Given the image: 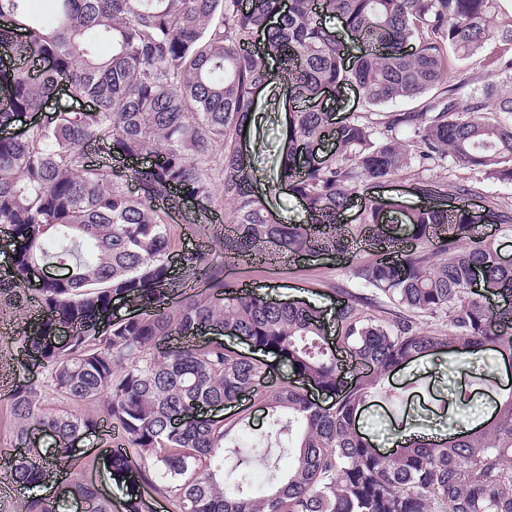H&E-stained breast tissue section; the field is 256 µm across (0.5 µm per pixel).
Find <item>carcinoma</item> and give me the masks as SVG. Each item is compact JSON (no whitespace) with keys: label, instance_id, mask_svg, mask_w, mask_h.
I'll use <instances>...</instances> for the list:
<instances>
[{"label":"carcinoma","instance_id":"obj_1","mask_svg":"<svg viewBox=\"0 0 512 512\" xmlns=\"http://www.w3.org/2000/svg\"><path fill=\"white\" fill-rule=\"evenodd\" d=\"M52 2L46 21L27 0H0V128L40 116L0 137V231L14 246L0 301L22 305L38 282V314L19 343L22 366L48 382L10 395L13 447L42 428L52 458L72 467L73 442L98 428L80 409L98 402L123 441L112 473L175 512H512V390L477 426L432 440L415 424L389 454L356 428L368 397L405 364L449 352L512 358V302H487L512 296V264L475 232L467 208L407 210L387 197L366 203L356 226L341 221L354 194L411 167L447 161L512 184L504 0ZM475 65L500 81L464 100L451 73ZM274 79L290 122L261 191L239 136L256 120L252 90ZM350 87L362 112L338 124L324 96ZM401 101L415 106L383 110ZM103 150L149 161L110 174L96 162ZM283 190L301 202L304 223L276 213ZM186 200L201 214L220 201L227 226L208 231L207 250L175 254ZM483 212L490 224L512 223V211ZM357 243L380 257L358 261ZM308 254L347 256L371 292L337 303L334 340L323 310L246 293L226 274L231 261ZM50 265L68 277L37 276ZM367 301L390 316L364 315ZM436 318L448 329L429 328ZM281 365L292 381H267ZM253 393L268 419L262 440L287 438L294 458L257 494L245 469L226 468L243 418L201 412ZM52 396L63 408H46ZM10 476L24 487L46 479L23 455ZM77 500L85 512H111L77 478L63 499L32 498L24 512H65Z\"/></svg>","mask_w":512,"mask_h":512}]
</instances>
